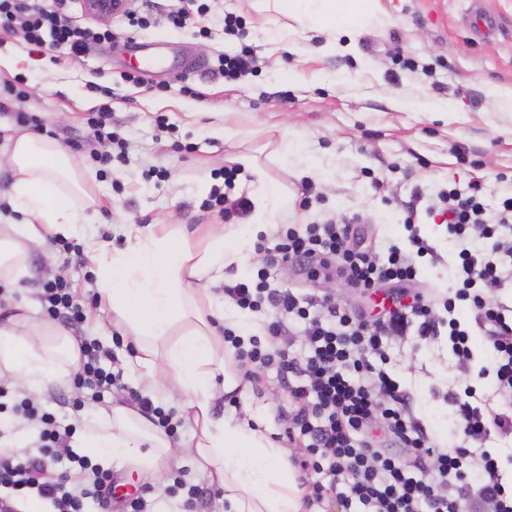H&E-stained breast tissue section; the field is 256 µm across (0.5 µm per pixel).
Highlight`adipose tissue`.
<instances>
[{"instance_id":"adipose-tissue-1","label":"adipose tissue","mask_w":512,"mask_h":512,"mask_svg":"<svg viewBox=\"0 0 512 512\" xmlns=\"http://www.w3.org/2000/svg\"><path fill=\"white\" fill-rule=\"evenodd\" d=\"M258 10L282 17L268 30L272 39L307 32L324 39L323 50L341 49L369 27L385 25L379 0H256ZM0 159L13 181L8 212H0V284L14 287L28 274L33 249L55 254L58 240L92 231L101 201L86 190L76 157L55 139L9 127L0 139ZM242 186L254 204L251 236L266 232L270 214L287 206L280 186L250 162ZM129 243L118 249L97 241L85 252L96 274L99 304L111 325L133 346L143 367V390L177 396L191 434L172 442L142 414L122 404L100 409L74 435L103 468L131 466L153 474L191 456L199 474L224 491L227 512H306L304 491L290 468L291 453L252 416L214 414L219 393L241 388L217 333L245 318L226 311L204 281L219 280L240 262L236 231L202 224L186 232L179 224L129 227ZM81 366L76 341L60 326L22 312L0 324V381L28 393L70 382Z\"/></svg>"}]
</instances>
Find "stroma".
Returning <instances> with one entry per match:
<instances>
[{
    "label": "stroma",
    "instance_id": "35a3bbf8",
    "mask_svg": "<svg viewBox=\"0 0 512 512\" xmlns=\"http://www.w3.org/2000/svg\"><path fill=\"white\" fill-rule=\"evenodd\" d=\"M386 26L363 32L356 53L321 52L296 36L262 39L266 23L249 0H133L131 9L146 19L137 26L126 16L112 19V39L88 44L82 54L53 48L29 52L16 37L0 32V53L14 56V72L0 74V85L24 82L21 99H0V123L17 125L19 114L36 117L45 135L80 161L87 187L100 196L99 238L125 247L124 230L133 224L246 223V216L224 218L207 208L224 169L235 159H257L288 197L276 224L349 221L361 235L377 234L405 244L409 207L421 234L441 258L417 259L416 280L392 283L378 291L345 287L341 277L307 281L295 264L279 273L280 283L318 294L331 292L338 304L371 317L382 303L402 294L430 296L453 284L457 255L448 248L447 227L426 208L443 191H467L479 182L484 218L494 223L500 202L512 196V107L492 106L485 88L512 87V0H380ZM490 13L493 34L474 35L464 24L473 8ZM187 14L185 27L167 21L171 11ZM239 19V32H224L225 15ZM248 51V71L229 79L218 59ZM110 103L113 129L128 143L125 162L99 169L84 149L87 119ZM236 136L215 137L217 126ZM297 151L283 155L281 141ZM74 253L57 251L67 268L75 298L88 317L74 328L77 339L95 340L113 356L106 367L118 379L106 398L127 400L142 392V370L132 364V348L116 344L108 311L96 299L95 275L85 258V239L71 241ZM49 271L40 251L31 255L29 274L12 288L16 302L37 318L45 313L36 282ZM476 359L458 367L446 341L416 337L387 343L386 368L411 398L416 414L439 434L448 425V393L473 387L490 393L492 378L479 377L486 343L472 329ZM259 415L279 434L291 404L276 368L262 371L259 383L246 384L236 405L216 404L217 415L230 408ZM197 486L196 512H225L223 498L198 475L191 459L153 480L131 469L112 471V490L99 512H127L124 493L142 492L147 501L164 498L175 480Z\"/></svg>",
    "mask_w": 512,
    "mask_h": 512
}]
</instances>
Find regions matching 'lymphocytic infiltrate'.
<instances>
[{
    "mask_svg": "<svg viewBox=\"0 0 512 512\" xmlns=\"http://www.w3.org/2000/svg\"><path fill=\"white\" fill-rule=\"evenodd\" d=\"M0 30L19 37L33 50L50 45L71 54L82 53L89 41L110 39L109 28L79 27L71 17L43 0H0ZM110 104H101L87 120L88 156L108 166L112 155L99 144L115 142L109 129ZM450 237L460 259L459 282L445 292L415 304L399 305L383 316L368 319L337 304L329 294L303 293L271 283L272 272L288 262L302 263L309 280L341 276L346 284L372 289L397 281L415 280L414 259L434 249L412 219H405L410 251L394 243L371 244L360 251L347 247L353 236L349 224H279L254 245L262 266L224 287V297L240 309L261 315L263 337L242 339L225 328L224 340L241 364L256 369L277 366L293 408L284 432L299 449V466L319 480L306 495L307 505L322 503L324 490L336 493L344 512L352 506L364 512H467L477 503L480 512H512V487L501 471V449L494 440L512 438V307H488V291L501 287L512 273V197L506 198L494 224L486 223L476 196L457 190L441 194ZM41 298L49 319L72 325L83 321L66 274L43 284ZM476 313L475 323L490 342L492 356L481 375H494L493 397L466 389L450 396L455 435L436 437L419 419L410 397L389 373L376 367L372 356L383 355L393 336L431 341L448 338L453 356L462 365L474 360L470 331L459 318L461 308ZM304 323L305 349L297 355L271 349L291 321ZM83 373L77 388L92 389L93 401L103 399L113 377L100 364L102 350L79 344ZM15 413L38 418L35 453L0 456V487L50 502L55 512H85L86 500L104 502L108 475L89 456L70 452V465L53 473L47 460L75 433L50 412H38L22 401ZM412 449L402 460L398 448Z\"/></svg>",
    "mask_w": 512,
    "mask_h": 512,
    "instance_id": "f902f5d3",
    "label": "lymphocytic infiltrate"
}]
</instances>
